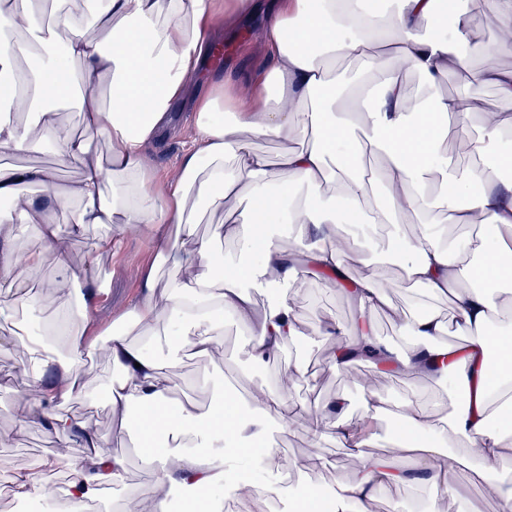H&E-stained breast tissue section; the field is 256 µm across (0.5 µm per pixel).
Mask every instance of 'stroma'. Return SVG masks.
Masks as SVG:
<instances>
[{"mask_svg": "<svg viewBox=\"0 0 512 512\" xmlns=\"http://www.w3.org/2000/svg\"><path fill=\"white\" fill-rule=\"evenodd\" d=\"M260 27V21L255 20L243 27L236 36L225 38L223 59L209 63L216 78L260 63L257 51ZM194 119L192 109H183L177 128L153 150L156 177H167L177 169L183 145L192 135ZM154 252V234L144 228L124 235L120 251L113 256L103 257L95 281L96 287L102 290L96 305L99 333H106L114 325L126 321L139 294L137 284L128 271L150 263ZM297 279L300 288L297 308L307 345L306 356L295 358L290 347L286 346L277 357L262 366L248 365L249 334L238 323L228 319L224 322V364L214 367L192 355H183L171 370L174 399L192 397L208 405L222 399L231 385L243 391L257 383L273 384L282 370L295 363L306 368L299 391L290 396L297 405L307 404L312 397L320 403L340 397L348 403L353 416H360L364 403L362 383L366 375L371 373L376 376V392L386 401H397L411 393L421 395L430 403L446 396L449 388L445 383L425 379L406 382L390 376H379L374 366L366 360L354 363L341 372L328 368L329 344L324 337L313 335V328L326 316L335 317L342 328H350L359 312L349 297L336 293L335 289L323 287L306 273H298ZM92 365L100 377V388L79 395L66 404L65 410L77 416L94 415L104 451L125 456L127 473L124 485L113 487L93 501L90 512H114L117 502L132 490L161 492L169 501L170 512H182V492L169 485H159L155 467L141 466L132 457L131 450L137 445L135 438L112 430V420L104 405V386L111 381L113 374L111 362L98 356L93 359ZM26 372L27 365L21 352L0 350V378L10 381L9 386L0 388V431L11 435L8 443L0 445V476L24 471L30 460L48 455L54 447V440L44 423L22 424L17 420L18 394L15 386L25 379ZM270 440L282 468V476L277 480L280 492L271 504V512H289L291 493L299 486L315 482L342 483L351 477L355 459L350 449L331 438L313 442L304 422H297L285 434L271 431ZM321 458L327 460V467L318 466L317 461Z\"/></svg>", "mask_w": 512, "mask_h": 512, "instance_id": "1", "label": "stroma"}]
</instances>
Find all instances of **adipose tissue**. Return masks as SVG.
I'll return each instance as SVG.
<instances>
[{
  "instance_id": "obj_1",
  "label": "adipose tissue",
  "mask_w": 512,
  "mask_h": 512,
  "mask_svg": "<svg viewBox=\"0 0 512 512\" xmlns=\"http://www.w3.org/2000/svg\"><path fill=\"white\" fill-rule=\"evenodd\" d=\"M365 0H92L90 12L57 0H0V155L29 152L41 144L58 165L76 160L79 177L59 188L53 170L0 166V199L11 209L0 214V316L16 305L34 313L70 302L95 278L111 253L103 239L79 261L70 248L84 225L102 224L117 234L143 226L162 229L150 265L133 277L141 286L130 326L92 340V307L80 310L82 327L48 322L42 333L8 338L30 373L19 406L20 422L41 414L57 436L54 452L28 472L10 477L19 499L45 497L44 474L64 470L68 512H85L101 487L122 482L123 456L100 452L91 419L76 420L61 407L77 393L96 387L89 360L105 356L117 370L107 396L115 427L132 432L158 462V482L184 489V512H212L213 503L231 495L246 512H269L277 486L242 478L248 464L264 473L278 464L267 451L268 429H288L305 415L288 399L300 370L282 371L275 386L257 384L239 400L225 396L202 405L186 399L171 405L169 371L185 351L203 361H224V320L233 318L250 334L248 358L259 366L299 336L297 270L336 286L356 263L364 272L351 298L362 315L356 335L374 345L380 360L395 361L409 379L448 383L451 398L425 405L410 397L388 406L368 393L359 419L348 416L334 398L309 414L313 440L333 437L350 448L358 463L349 482L311 485L294 493L293 512H321L323 501L340 512H369L368 505L389 486L432 488L426 512H444L451 487L445 465L456 448L468 449L475 478L512 512V484L500 480L490 462L512 455V433L491 420L492 405L512 404V287L495 293L472 288L474 279L512 284V182L480 168L481 160L512 161V116L474 114L470 86L493 85L512 99V0H493L499 40L483 66L470 63L466 46L469 0H456L443 12L441 0H392L383 16L363 12ZM264 13L260 50L264 69L248 70L233 83L203 84V62L217 41L216 27H240ZM100 37H89V28ZM367 63L377 69L373 96L355 111L337 105L330 91L328 61ZM412 72L429 98L411 96L402 80ZM457 74L456 95L439 94L442 78ZM197 91L194 134L177 175H154L151 149L176 120V106ZM77 105L89 133L102 136L105 154L91 150L87 138L62 124L60 112ZM458 140L472 163L463 167L443 144ZM286 141L278 160L253 146L254 140ZM383 157L380 169L364 170L366 155ZM46 188L45 197L32 195ZM245 200L249 217L225 211ZM223 211L215 237L197 235L190 201ZM71 210L73 222L59 214ZM465 227L462 235L437 231L438 220ZM411 223L398 257L387 254L381 228ZM349 233L341 234L337 224ZM33 241L17 253L10 244L18 232ZM234 243L231 260L217 239ZM481 254L473 266L467 256ZM398 260L405 280L429 297L451 299L465 336L457 355L442 336L444 316L435 307L418 314L393 308L380 283L385 265ZM50 265L57 274L43 288L27 285L30 270ZM175 274L160 276L162 267ZM267 304L257 309L255 294ZM392 318L405 337L391 345L370 330L373 316ZM500 333L489 336L491 319ZM164 334L167 352L159 355L132 340ZM65 335L57 350L48 335ZM393 415L401 429L400 447L413 453L406 465L389 456L372 457L364 448L375 424ZM79 431L86 449L73 458L69 435Z\"/></svg>"
}]
</instances>
